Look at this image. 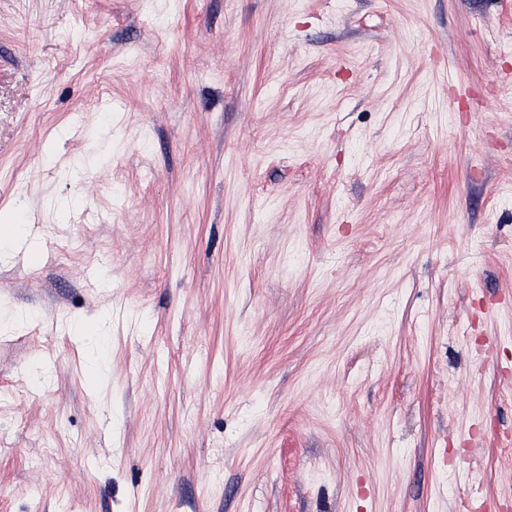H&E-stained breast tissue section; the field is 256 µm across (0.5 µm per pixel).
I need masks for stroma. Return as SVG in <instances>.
<instances>
[{
  "instance_id": "35a3bbf8",
  "label": "stroma",
  "mask_w": 512,
  "mask_h": 512,
  "mask_svg": "<svg viewBox=\"0 0 512 512\" xmlns=\"http://www.w3.org/2000/svg\"><path fill=\"white\" fill-rule=\"evenodd\" d=\"M0 512H499L512 0H0ZM0 249H7L27 241V224H15L10 218L0 219Z\"/></svg>"
}]
</instances>
